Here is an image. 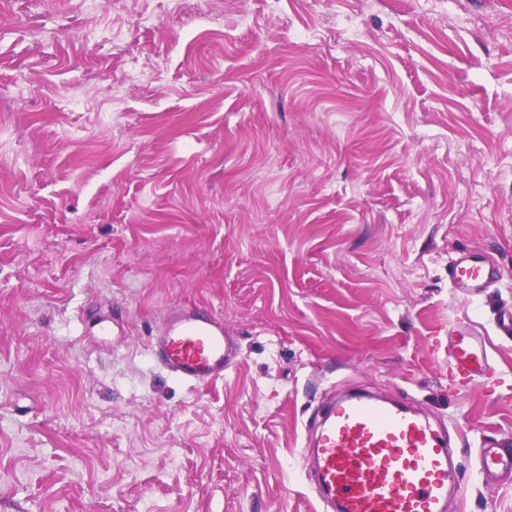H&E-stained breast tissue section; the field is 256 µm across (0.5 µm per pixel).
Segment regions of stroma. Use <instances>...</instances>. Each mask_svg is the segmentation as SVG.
<instances>
[{
	"mask_svg": "<svg viewBox=\"0 0 512 512\" xmlns=\"http://www.w3.org/2000/svg\"><path fill=\"white\" fill-rule=\"evenodd\" d=\"M11 99L0 512H323L309 429L355 390L446 433L456 512H512L478 477L512 447V0H0ZM466 253L496 277L463 297ZM178 307L223 378L153 358ZM152 355L180 380L207 384L224 376L238 348L224 326L199 310L179 309L151 342ZM448 336V367L453 381L469 385L483 379L491 368L485 342L466 325L453 327Z\"/></svg>",
	"mask_w": 512,
	"mask_h": 512,
	"instance_id": "stroma-1",
	"label": "stroma"
}]
</instances>
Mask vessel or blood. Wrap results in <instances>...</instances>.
<instances>
[{
	"label": "vessel or blood",
	"instance_id": "obj_1",
	"mask_svg": "<svg viewBox=\"0 0 512 512\" xmlns=\"http://www.w3.org/2000/svg\"><path fill=\"white\" fill-rule=\"evenodd\" d=\"M492 273L478 255L458 257L450 270L455 288L470 294ZM448 367L457 384L490 371L484 341L465 325L449 331ZM153 356L180 380L207 384L223 377L238 348L224 326L198 310L173 313L151 343ZM317 490L331 512H447L459 485L445 433L401 405L366 394L332 401L309 451ZM512 476V450L483 446L479 476L485 483Z\"/></svg>",
	"mask_w": 512,
	"mask_h": 512
}]
</instances>
